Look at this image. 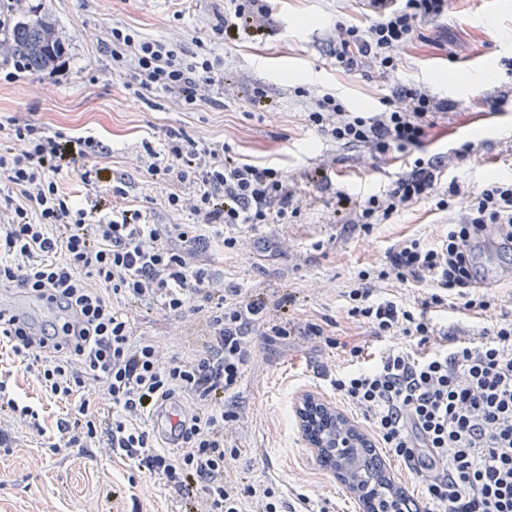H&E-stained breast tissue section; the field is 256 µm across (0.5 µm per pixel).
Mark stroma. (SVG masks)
Here are the masks:
<instances>
[{
    "label": "stroma",
    "instance_id": "stroma-1",
    "mask_svg": "<svg viewBox=\"0 0 512 512\" xmlns=\"http://www.w3.org/2000/svg\"><path fill=\"white\" fill-rule=\"evenodd\" d=\"M271 6L263 38L227 41L213 32L225 0H25L15 20L48 23L65 45L67 72L47 91L38 88V71L12 81L0 77V121L29 117L53 131L102 141L128 199L154 205L161 224H182L186 218L165 209L167 183L134 169L143 140L162 143L166 129L174 128L198 142L272 163L295 190L297 212L284 224L214 228L209 250L195 256V264L222 278L225 287L285 299L287 317L298 325L321 324L341 342L366 339L369 354L404 346L400 336L366 338L348 317L342 293L360 270L379 265L391 246L410 238L437 242L456 213L429 200L374 225L366 235L351 225L350 209L339 206L338 197L382 192L418 157H448L446 178H457L468 194L489 181L512 180V9L484 27L476 19L481 0H450L447 16L426 24L425 40L399 51L394 71L348 75L332 63L330 39L337 21L365 24L367 0H272ZM115 27L180 42L190 54L205 42L223 59L233 94L222 105L204 103L191 110L160 93L135 97L97 45ZM479 60L487 74L473 71ZM410 79L462 106L435 116L422 145L409 155L372 157L366 148L322 135L308 120L323 93L335 94L356 111L373 112L383 94ZM257 88L266 95L261 108L250 100ZM469 141L476 152L455 157V149ZM322 168L328 174L324 182L316 178ZM228 236L237 238L236 249H225ZM493 289L498 303L486 312L451 308L439 312L437 322L459 323L478 334L503 315L512 316V280H497ZM134 329L156 341L164 358H190L203 349L200 313L189 323L157 312L139 316ZM322 365L332 373L342 371L349 356L302 336L270 341L254 336L225 446L238 449L233 469L244 483L272 482L289 505L299 506L305 497L311 512H364L357 495L319 463L299 428L296 408L312 394L362 434L370 432L361 412L319 376ZM0 380L39 414L33 427L0 417V433L8 438L7 447H0V512H178V495L161 479L130 471L104 444L52 452L58 424L70 418L71 407L49 396L7 347L0 348Z\"/></svg>",
    "mask_w": 512,
    "mask_h": 512
}]
</instances>
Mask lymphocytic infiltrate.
Masks as SVG:
<instances>
[{
    "mask_svg": "<svg viewBox=\"0 0 512 512\" xmlns=\"http://www.w3.org/2000/svg\"><path fill=\"white\" fill-rule=\"evenodd\" d=\"M216 31L225 38L263 36L270 0H232ZM366 26L337 22L332 57L349 73L374 65L395 69L397 51L424 39L426 22L448 10V0H371ZM102 49L114 72L135 95L159 92L194 108L210 90L223 89L220 58L209 49L184 56L181 49L115 27ZM447 100L426 87L401 85L363 117L333 94L318 100L309 119L333 139L369 148L381 157L418 145L436 114L451 111ZM11 148L0 149V286L51 293L70 321H49L36 339L0 316V338L15 356L38 365L50 395L74 402L73 417L60 423L65 447L105 441L131 469L156 477L176 493L202 487L209 512H279L285 505L271 485L240 486L225 463L224 428L233 415L225 398L235 397L250 360L253 331L274 336H310L336 347L322 325L271 319L284 302L268 303L248 289L218 288L204 269L190 264L209 245L213 227L284 223L293 202L282 173L168 129L161 147L143 140L147 172L171 186L164 205L191 216L188 224H159L139 204H82L63 192L59 175L75 168L80 181L95 186L110 178L105 147L91 136L49 132L32 119L0 123ZM441 157L416 159L389 190L359 207L363 232L414 204L436 199L450 208L461 195L457 180H444ZM55 234H48L47 225ZM503 240L512 255V183L494 182L470 195L461 214L435 245L419 239L390 248L377 270H362L344 291L348 315L371 336H406L411 344L390 348L362 366V345L348 354L356 366L331 378L337 395L359 408L383 447L425 483L431 512H512V319H501L484 339L465 326L436 327L431 315L460 305L486 311L495 303L477 262L481 242ZM96 287H88V280ZM414 284L413 300L379 297L375 284ZM186 318L206 312L207 343L192 359L160 361L154 343L135 339L128 305ZM106 385L112 418L90 413L79 392L87 380ZM191 401L194 413L181 424L182 444L160 450L146 422L160 402Z\"/></svg>",
    "mask_w": 512,
    "mask_h": 512,
    "instance_id": "1",
    "label": "lymphocytic infiltrate"
}]
</instances>
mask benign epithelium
Wrapping results in <instances>:
<instances>
[{
    "mask_svg": "<svg viewBox=\"0 0 512 512\" xmlns=\"http://www.w3.org/2000/svg\"><path fill=\"white\" fill-rule=\"evenodd\" d=\"M297 416L302 437L317 449L318 460L324 465L334 464L338 478L369 505L372 512H399L402 509V501L395 492H381V487L363 477L353 465L357 448L368 439L345 419L332 426L335 408L314 395H307L297 409Z\"/></svg>",
    "mask_w": 512,
    "mask_h": 512,
    "instance_id": "obj_1",
    "label": "benign epithelium"
}]
</instances>
